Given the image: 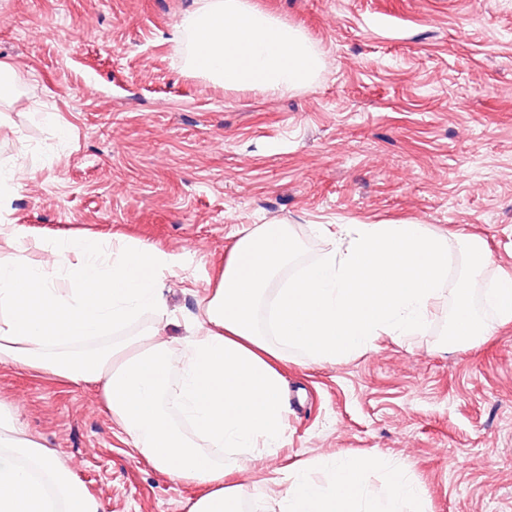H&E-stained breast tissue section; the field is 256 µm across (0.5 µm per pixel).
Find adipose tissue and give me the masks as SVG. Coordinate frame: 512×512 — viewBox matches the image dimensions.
<instances>
[{"instance_id": "adipose-tissue-1", "label": "adipose tissue", "mask_w": 512, "mask_h": 512, "mask_svg": "<svg viewBox=\"0 0 512 512\" xmlns=\"http://www.w3.org/2000/svg\"><path fill=\"white\" fill-rule=\"evenodd\" d=\"M177 37H191L193 71L228 89L277 94L308 84L322 66L301 32L251 0H193ZM319 258L296 266L287 222L239 230L216 287L199 303L188 338L161 341L168 323L162 275L183 255L92 238L54 241L53 265L16 253L0 263V363L101 384L113 421L133 447L171 477L207 486L189 512H236L228 475L249 456L281 447L287 406L276 363L285 347L320 362L412 336L428 322L448 277V241L428 225L320 224ZM150 317L125 342L92 341ZM468 283L454 297L453 342L486 335ZM213 454H206V447ZM371 455L331 466L328 486L297 470L280 478L278 512H402L416 497L391 469L381 494L363 484ZM55 453L0 406V512H99Z\"/></svg>"}]
</instances>
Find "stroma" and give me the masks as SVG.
Here are the masks:
<instances>
[{"label":"stroma","instance_id":"1","mask_svg":"<svg viewBox=\"0 0 512 512\" xmlns=\"http://www.w3.org/2000/svg\"><path fill=\"white\" fill-rule=\"evenodd\" d=\"M299 27L324 65L267 95L192 72L175 25L190 0H0V224L27 258L60 238L132 240L186 256L161 281L182 340L244 224L285 219L314 262L317 224L414 219L448 239L429 324L334 363L288 348L284 443L231 478L241 512H272L269 474L374 453L418 500L405 512H512V323L484 301L512 276V0H254ZM490 335L448 337L466 245ZM0 403L54 450L100 512H187L205 493L157 470L113 428L101 390L0 364Z\"/></svg>","mask_w":512,"mask_h":512}]
</instances>
